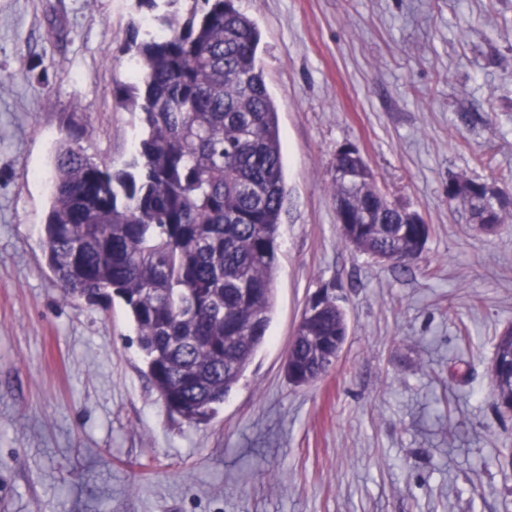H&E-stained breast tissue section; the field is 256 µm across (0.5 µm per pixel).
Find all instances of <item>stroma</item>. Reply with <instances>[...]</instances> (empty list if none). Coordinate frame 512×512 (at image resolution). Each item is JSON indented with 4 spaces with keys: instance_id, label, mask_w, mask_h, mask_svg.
<instances>
[{
    "instance_id": "1",
    "label": "stroma",
    "mask_w": 512,
    "mask_h": 512,
    "mask_svg": "<svg viewBox=\"0 0 512 512\" xmlns=\"http://www.w3.org/2000/svg\"><path fill=\"white\" fill-rule=\"evenodd\" d=\"M261 34L286 193L264 344L208 423L170 414L121 299L64 300L43 251L59 142L107 166L136 0H0V512H512V413L490 396L512 326V0H237ZM351 144L430 226L422 257L343 244L333 164ZM509 200L495 233L448 182ZM336 366L285 373L320 292Z\"/></svg>"
}]
</instances>
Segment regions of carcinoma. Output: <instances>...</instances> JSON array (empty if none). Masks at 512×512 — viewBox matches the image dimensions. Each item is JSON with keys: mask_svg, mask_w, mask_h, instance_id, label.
I'll list each match as a JSON object with an SVG mask.
<instances>
[{"mask_svg": "<svg viewBox=\"0 0 512 512\" xmlns=\"http://www.w3.org/2000/svg\"><path fill=\"white\" fill-rule=\"evenodd\" d=\"M133 85L117 100L142 137L122 168L62 142L43 224L64 298L112 302L132 318L150 380L190 424L211 421L265 341L275 306L285 194L278 110L259 62L260 33L236 0H137ZM334 200L343 242L377 263L416 261L429 225L406 224L373 173L339 160ZM348 333L326 298L303 314L286 373L300 387L334 365ZM494 404L512 410V327L495 347Z\"/></svg>", "mask_w": 512, "mask_h": 512, "instance_id": "1", "label": "carcinoma"}]
</instances>
